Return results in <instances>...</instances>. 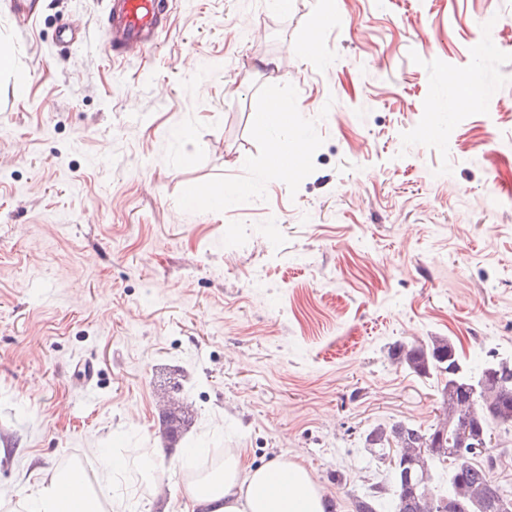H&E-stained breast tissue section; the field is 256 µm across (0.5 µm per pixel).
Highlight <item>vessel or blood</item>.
Wrapping results in <instances>:
<instances>
[{
  "label": "vessel or blood",
  "instance_id": "vessel-or-blood-1",
  "mask_svg": "<svg viewBox=\"0 0 512 512\" xmlns=\"http://www.w3.org/2000/svg\"><path fill=\"white\" fill-rule=\"evenodd\" d=\"M167 0H112L106 49L115 56L151 47L168 19Z\"/></svg>",
  "mask_w": 512,
  "mask_h": 512
}]
</instances>
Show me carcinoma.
<instances>
[{
	"label": "carcinoma",
	"instance_id": "carcinoma-1",
	"mask_svg": "<svg viewBox=\"0 0 512 512\" xmlns=\"http://www.w3.org/2000/svg\"><path fill=\"white\" fill-rule=\"evenodd\" d=\"M399 363L419 377H433L440 385L444 418L430 428L396 422L390 427L376 426L364 438V447L378 458L390 453L389 441L401 444L405 461L388 463V482L370 486L355 497V512H379L382 499L391 497L393 512H424L421 504L430 502L433 512H455L451 505L462 503L467 512H512V495L493 499L485 494L499 465L492 449L468 457L467 465L457 469L445 457L461 447L454 417L466 397L474 395L470 406V435L493 434L497 427H512V371L495 375L489 372L494 355L472 363L462 358L447 336H431L428 341L404 347L396 353ZM414 448H429L419 456ZM412 470L407 482L404 473Z\"/></svg>",
	"mask_w": 512,
	"mask_h": 512
}]
</instances>
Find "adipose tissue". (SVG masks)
<instances>
[{
	"label": "adipose tissue",
	"instance_id": "obj_1",
	"mask_svg": "<svg viewBox=\"0 0 512 512\" xmlns=\"http://www.w3.org/2000/svg\"><path fill=\"white\" fill-rule=\"evenodd\" d=\"M180 512H326L311 473L303 465L278 458L244 465L240 449L224 453L219 475L187 485ZM106 499L103 479L83 469L46 474L22 495L25 512H101Z\"/></svg>",
	"mask_w": 512,
	"mask_h": 512
}]
</instances>
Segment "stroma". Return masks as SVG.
I'll return each mask as SVG.
<instances>
[{
    "label": "stroma",
    "mask_w": 512,
    "mask_h": 512,
    "mask_svg": "<svg viewBox=\"0 0 512 512\" xmlns=\"http://www.w3.org/2000/svg\"><path fill=\"white\" fill-rule=\"evenodd\" d=\"M108 8L42 0L24 26L0 0L30 77L0 75V491L105 458L111 512H141L129 449L177 496L187 449L239 448L353 512L387 479L366 432L442 412L395 346L512 355V0H338L332 23L321 0H169L122 60ZM282 96L306 137L288 182L259 128ZM207 184L241 192L188 201Z\"/></svg>",
    "instance_id": "35a3bbf8"
}]
</instances>
